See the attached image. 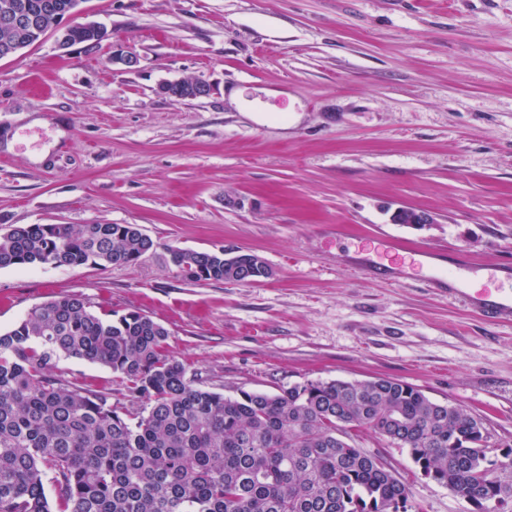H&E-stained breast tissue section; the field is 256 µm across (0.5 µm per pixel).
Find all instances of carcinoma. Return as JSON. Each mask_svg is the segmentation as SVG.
Returning <instances> with one entry per match:
<instances>
[{
    "label": "carcinoma",
    "instance_id": "cac0c4a2",
    "mask_svg": "<svg viewBox=\"0 0 512 512\" xmlns=\"http://www.w3.org/2000/svg\"><path fill=\"white\" fill-rule=\"evenodd\" d=\"M34 20L0 21V58L39 41L76 0H0ZM73 24L70 44H97ZM154 247L136 224H26L0 235V268L129 265ZM189 282L241 281L251 255L171 249ZM166 329L137 311L97 313L78 295L34 307L0 333V512H409L402 480L355 446L368 430L408 450L420 473L478 512L512 503V448L503 460L481 418L386 378L316 380L230 397L194 385L164 354ZM62 356L105 365L129 404L69 389L51 376Z\"/></svg>",
    "mask_w": 512,
    "mask_h": 512
}]
</instances>
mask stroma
I'll use <instances>...</instances> for the list:
<instances>
[{
  "mask_svg": "<svg viewBox=\"0 0 512 512\" xmlns=\"http://www.w3.org/2000/svg\"><path fill=\"white\" fill-rule=\"evenodd\" d=\"M76 20L106 38L63 50L51 31L0 59V234L136 224L155 246L126 266L0 269L1 332L77 294L160 323L197 386L390 378L512 447V319L465 297L512 293V0H82ZM181 80L211 93H163ZM397 207L433 222L392 223ZM177 247L247 250L274 274L186 282ZM457 251L476 264L451 278ZM52 375L121 391L76 358ZM356 445L406 479L414 512H475L400 445Z\"/></svg>",
  "mask_w": 512,
  "mask_h": 512,
  "instance_id": "35a3bbf8",
  "label": "stroma"
}]
</instances>
